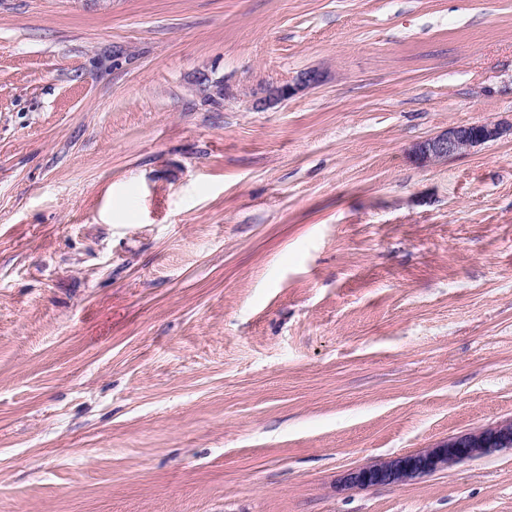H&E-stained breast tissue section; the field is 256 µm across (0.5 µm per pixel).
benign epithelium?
I'll list each match as a JSON object with an SVG mask.
<instances>
[{
	"label": "benign epithelium",
	"instance_id": "1",
	"mask_svg": "<svg viewBox=\"0 0 512 512\" xmlns=\"http://www.w3.org/2000/svg\"><path fill=\"white\" fill-rule=\"evenodd\" d=\"M319 82L318 72L304 73L293 83L267 88L266 96L258 100L257 106L289 99L298 91ZM501 134L500 126L488 123L450 126L442 134L417 144L414 153L425 160H446L471 147L495 140ZM504 448H512V422L453 436L431 448L352 469L345 475L344 483L359 489L404 483Z\"/></svg>",
	"mask_w": 512,
	"mask_h": 512
}]
</instances>
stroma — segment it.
Masks as SVG:
<instances>
[{
	"label": "stroma",
	"instance_id": "stroma-1",
	"mask_svg": "<svg viewBox=\"0 0 512 512\" xmlns=\"http://www.w3.org/2000/svg\"><path fill=\"white\" fill-rule=\"evenodd\" d=\"M321 82L258 107L269 84ZM512 0H0V512H512ZM501 134L502 128L498 124L448 126L442 134L417 144L414 153L425 160H446L471 147L495 140ZM504 448H512V422L453 436L431 448L349 470L344 483L359 489L404 483Z\"/></svg>",
	"mask_w": 512,
	"mask_h": 512
}]
</instances>
